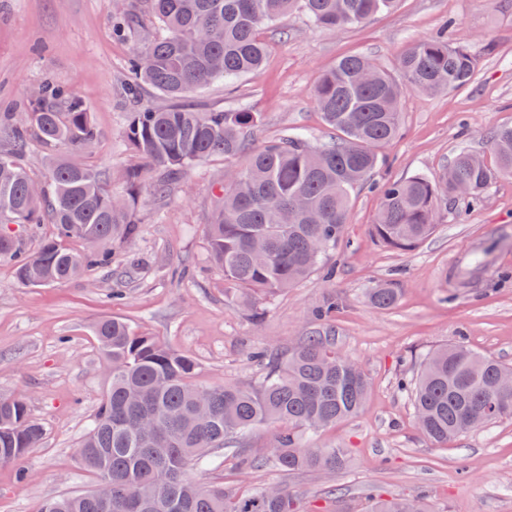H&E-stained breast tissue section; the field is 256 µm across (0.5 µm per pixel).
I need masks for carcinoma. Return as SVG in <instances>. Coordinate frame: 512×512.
<instances>
[{
  "instance_id": "cac0c4a2",
  "label": "carcinoma",
  "mask_w": 512,
  "mask_h": 512,
  "mask_svg": "<svg viewBox=\"0 0 512 512\" xmlns=\"http://www.w3.org/2000/svg\"><path fill=\"white\" fill-rule=\"evenodd\" d=\"M399 0H115L112 30L136 41L129 66L136 100L147 86L183 98L212 80L256 72L266 43L262 30L281 17L302 12L317 28L362 26L392 11ZM478 66L471 50L444 27L415 44L400 60L407 84L422 92L448 91L470 82ZM404 88L368 56L341 58L317 80L313 97L334 142L311 146L304 135H285L256 145L248 139L260 113L203 112L173 106L136 107L124 137L147 163L166 171L153 195H166L168 180L215 156L244 158L231 182L220 189L209 225L207 250L224 281L252 296L292 287L343 240L354 188L381 165L380 149L400 130ZM98 138L91 112L66 90L43 85L20 116L0 112V223L54 227L36 252L0 232V261L14 267L24 287L54 286L92 268L110 264L107 247L135 233L134 211L143 171L128 169L126 191L109 193L94 168L54 158L35 194L20 162L32 139L72 152ZM495 165L459 151L442 173L415 174L387 182L372 224L375 238L410 250L431 236L441 206L467 185L471 204L482 201L496 174L512 176V124L490 135ZM400 289L369 290L378 309L393 307ZM112 367L109 387L79 448L80 464L111 485L112 506L89 492L44 499L38 512H301L296 498L278 487L231 496L221 486L195 482L189 474L222 452L240 456L245 468L266 462L283 472L334 470L345 448H310L303 432L315 433L358 415L366 401L365 373L336 351L320 330L300 338L283 362L266 351L252 359L272 366L258 386H197L190 357L125 321L104 317L93 329ZM512 367L481 354L461 340L428 352L415 379L402 381L418 428L430 441L446 444L504 417H512V392L499 379ZM281 431L267 459L242 454L239 440L255 428ZM45 427L31 418L23 398L0 396V465L24 466ZM370 512H432L421 497L372 499Z\"/></svg>"
}]
</instances>
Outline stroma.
<instances>
[{
    "mask_svg": "<svg viewBox=\"0 0 512 512\" xmlns=\"http://www.w3.org/2000/svg\"><path fill=\"white\" fill-rule=\"evenodd\" d=\"M445 25L478 59L473 81L436 94L405 91L401 132L383 149L373 182L353 191L343 242L293 288L257 297L261 324L207 254L214 199L231 169L220 157L181 174L162 201L143 183L136 234L113 244L109 267L25 288L0 262V393L23 397L46 428L24 470L0 467V512H37L46 497L94 488L77 448L108 385L93 336L102 317L122 318L195 360L199 384L255 385L264 371L251 353L287 355L316 329L314 310L331 302L338 309L327 330L370 384L361 414L312 438L347 449L344 464L332 472L243 470L227 454L195 470L196 479L240 495L279 485L303 512H367L373 495L423 496L434 512H512V418L436 445L398 388L431 349L460 339L512 364V176L494 178L478 207L450 200L436 231L412 250L388 248L372 233L376 183L438 173L463 148L493 162L488 134L512 123V0H400L394 11L337 32L295 13L264 29L259 72L216 81L182 104L260 113L258 144L300 132L321 145L334 137L313 99L322 73L363 54L399 75L401 55ZM132 52V41L112 36V0H0V102L22 111L46 83L79 97L99 131L84 159L117 192L124 171L142 163L123 135ZM390 279L401 281L400 299L373 308L368 289Z\"/></svg>",
    "mask_w": 512,
    "mask_h": 512,
    "instance_id": "35a3bbf8",
    "label": "stroma"
}]
</instances>
